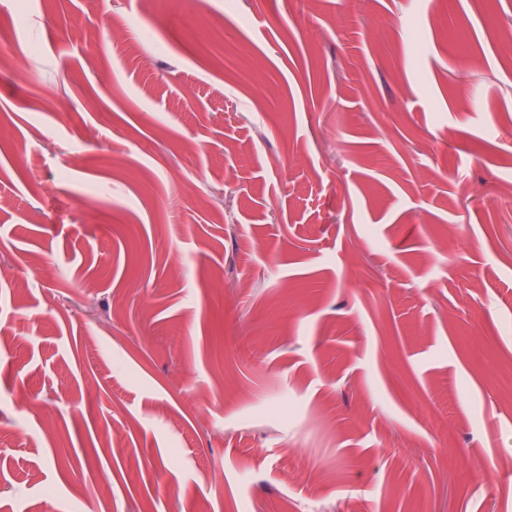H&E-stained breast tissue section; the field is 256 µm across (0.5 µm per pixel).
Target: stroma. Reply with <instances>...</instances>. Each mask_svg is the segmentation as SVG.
Segmentation results:
<instances>
[{
    "instance_id": "1",
    "label": "stroma",
    "mask_w": 512,
    "mask_h": 512,
    "mask_svg": "<svg viewBox=\"0 0 512 512\" xmlns=\"http://www.w3.org/2000/svg\"><path fill=\"white\" fill-rule=\"evenodd\" d=\"M511 31L0 0V512H512Z\"/></svg>"
}]
</instances>
